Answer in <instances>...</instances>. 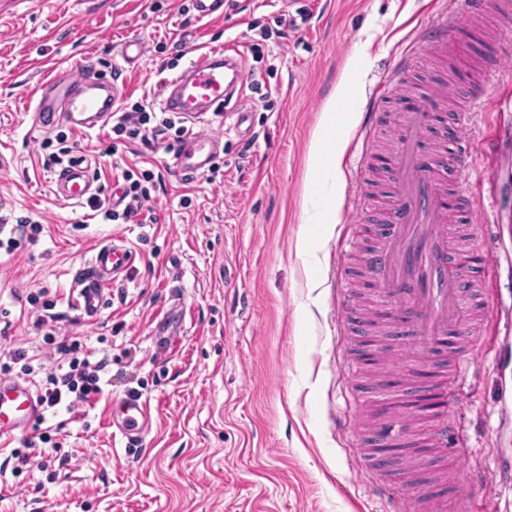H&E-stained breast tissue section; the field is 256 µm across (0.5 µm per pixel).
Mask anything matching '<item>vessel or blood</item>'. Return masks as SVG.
Returning <instances> with one entry per match:
<instances>
[{
  "label": "vessel or blood",
  "mask_w": 512,
  "mask_h": 512,
  "mask_svg": "<svg viewBox=\"0 0 512 512\" xmlns=\"http://www.w3.org/2000/svg\"><path fill=\"white\" fill-rule=\"evenodd\" d=\"M505 19H512V0H462L459 17L441 16L430 23L429 45L447 48L452 55L460 53V23L483 28ZM239 54L231 41L199 49L187 67L168 82L161 99L163 110L191 121L223 111L230 90L249 80ZM408 69L406 61H399L391 76L378 84L376 107L367 114L364 133H371L377 125L379 105L387 94L400 88ZM452 91L463 98L454 115L461 127L488 88L465 83L452 90L444 81L431 82L399 124V141L391 163L397 192L381 215L375 228L377 244L367 257L381 304L395 308L388 321H379L374 312L362 316L376 334L373 355L377 358L384 355L385 342L394 335L399 336L398 346L404 353L418 354L423 362L434 355L451 358L468 350L487 349L485 337L473 335L468 314L481 294L496 284L502 260L482 243L465 248L461 242L468 225L477 224L485 205L496 203L494 186L487 183L467 193L444 181L441 167L445 164L454 166L460 179L469 177L461 143H454L452 152L437 159L423 158L419 149L432 113L446 106ZM119 96L117 82L98 78L94 65L84 62L66 74L38 80L33 90V118L45 130L59 126L80 133L97 130L111 119ZM216 156L212 138L192 132L177 148L176 166L180 174L196 175L211 166ZM53 184L56 196L64 201H79L99 191L97 173L82 155L72 157L57 170ZM132 257L131 248L120 239L107 240L96 250L78 282L77 304L84 314L92 317L99 312L105 291L127 269ZM459 377V369H452L447 379L434 387L401 399L389 391L388 377H381L378 390L388 415L373 429L376 445L392 447L415 420L431 413L435 416L431 442L449 448L455 457H465V439L455 421ZM42 412L41 398L30 386L0 379V438L19 429L29 430ZM149 422V405L136 395L120 399L109 411L110 426L133 447L141 443ZM480 484L478 472L458 469L448 490V512H469Z\"/></svg>",
  "instance_id": "vessel-or-blood-1"
}]
</instances>
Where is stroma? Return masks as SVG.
I'll list each match as a JSON object with an SVG mask.
<instances>
[{"label": "stroma", "mask_w": 512, "mask_h": 512, "mask_svg": "<svg viewBox=\"0 0 512 512\" xmlns=\"http://www.w3.org/2000/svg\"><path fill=\"white\" fill-rule=\"evenodd\" d=\"M224 3L223 20L209 22L196 18L193 0H0V216L43 227L36 244L0 255V353L25 351L33 368L25 380L36 390L45 370L66 367L44 342L53 327L38 325L41 306L28 302L40 294L90 361H111L102 395L44 412L41 429L61 443L64 466L35 464L13 475L3 463L22 438L0 442V512H384L370 494L379 472L366 455L350 457L356 438L336 424L337 413L353 406L362 424L386 415L383 404L349 394L355 380L342 361L359 355L361 340L338 339L331 284L344 266L368 278L361 248L372 241L370 224L339 216L326 228L304 226L310 152L355 58L364 114L396 60L416 54L389 106L394 113L414 101L426 76L468 82L497 52L493 89L463 134L477 141L496 117L512 123V23L487 41L471 36L455 71L447 54L423 49L419 35L432 15H454L457 0ZM259 27L270 37L258 59L248 48ZM131 38L145 44L147 67L121 57ZM228 38L246 46L243 64L255 81L199 125L222 142L215 181L175 171L177 140L116 149L107 126L67 132L70 152L93 155L106 188L128 167L162 176L151 202L155 223H113L88 203L55 197V170L44 166L40 145L57 133L34 127L28 98L43 74L90 62L124 83L118 104L128 107L145 96L159 100L196 49ZM240 109L248 113L242 125ZM336 191L346 208L361 191L390 199L394 184L371 168L361 186L343 178ZM310 235L313 276L304 250ZM111 238L125 239L136 258L89 318L73 304L74 287ZM460 360L470 381L460 413L471 446L463 465L485 475L486 494L512 503V489L495 478L500 454H512V425L499 418L512 368L498 372L493 357L476 351ZM131 394L151 408L137 450L108 422L111 402ZM444 454L402 440L396 455L414 471L394 477L401 498L447 494L454 472Z\"/></svg>", "instance_id": "stroma-1"}]
</instances>
